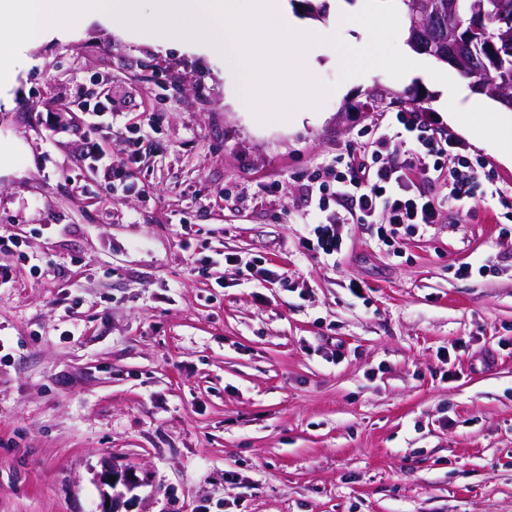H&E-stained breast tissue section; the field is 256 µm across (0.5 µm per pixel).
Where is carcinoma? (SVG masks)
<instances>
[{
	"label": "carcinoma",
	"instance_id": "1",
	"mask_svg": "<svg viewBox=\"0 0 512 512\" xmlns=\"http://www.w3.org/2000/svg\"><path fill=\"white\" fill-rule=\"evenodd\" d=\"M406 43L415 52L448 63L478 92L502 108L512 103V0H398Z\"/></svg>",
	"mask_w": 512,
	"mask_h": 512
}]
</instances>
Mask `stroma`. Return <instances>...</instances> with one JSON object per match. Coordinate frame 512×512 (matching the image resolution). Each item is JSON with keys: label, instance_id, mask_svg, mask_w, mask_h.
<instances>
[{"label": "stroma", "instance_id": "35a3bbf8", "mask_svg": "<svg viewBox=\"0 0 512 512\" xmlns=\"http://www.w3.org/2000/svg\"><path fill=\"white\" fill-rule=\"evenodd\" d=\"M0 106V512H512V235L500 200L305 255L310 186L422 76L373 70L259 122L219 58L100 27L24 51ZM125 182L78 160L81 96ZM156 114L154 128L143 118ZM467 141L512 187L500 125ZM490 271H483V264ZM470 275H459L463 265ZM285 268L272 280L268 271ZM364 286L362 296L351 282ZM233 472L234 481L224 479Z\"/></svg>", "mask_w": 512, "mask_h": 512}]
</instances>
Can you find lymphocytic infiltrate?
<instances>
[{
    "label": "lymphocytic infiltrate",
    "mask_w": 512,
    "mask_h": 512,
    "mask_svg": "<svg viewBox=\"0 0 512 512\" xmlns=\"http://www.w3.org/2000/svg\"><path fill=\"white\" fill-rule=\"evenodd\" d=\"M482 167L463 144L436 134L422 113H391L359 152L325 168L319 209L347 201L352 207L344 216L311 224L301 246L316 257H335L344 247L341 224H372L380 249L399 255L401 230L423 231L441 221V204L419 185L418 175L441 179L454 202L504 197L493 179L481 177Z\"/></svg>",
    "instance_id": "lymphocytic-infiltrate-1"
}]
</instances>
